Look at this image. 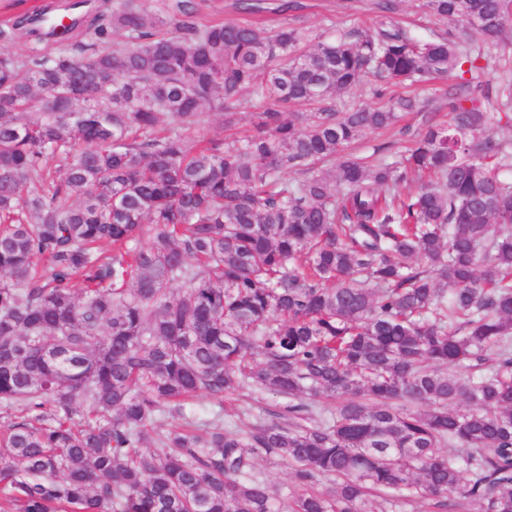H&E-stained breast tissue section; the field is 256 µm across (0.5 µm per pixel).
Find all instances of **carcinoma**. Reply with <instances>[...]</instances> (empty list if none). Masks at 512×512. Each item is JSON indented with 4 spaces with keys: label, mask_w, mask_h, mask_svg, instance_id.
<instances>
[{
    "label": "carcinoma",
    "mask_w": 512,
    "mask_h": 512,
    "mask_svg": "<svg viewBox=\"0 0 512 512\" xmlns=\"http://www.w3.org/2000/svg\"><path fill=\"white\" fill-rule=\"evenodd\" d=\"M375 6L315 37L200 23L196 0L0 21V512H274L262 456L293 471L288 512H512V80L478 81L512 0H427L428 41ZM69 30L89 57L41 48ZM365 76L383 104L336 110ZM434 77L448 122L350 152ZM246 92L268 101L249 134L192 136ZM243 389L279 421L141 452Z\"/></svg>",
    "instance_id": "cac0c4a2"
}]
</instances>
